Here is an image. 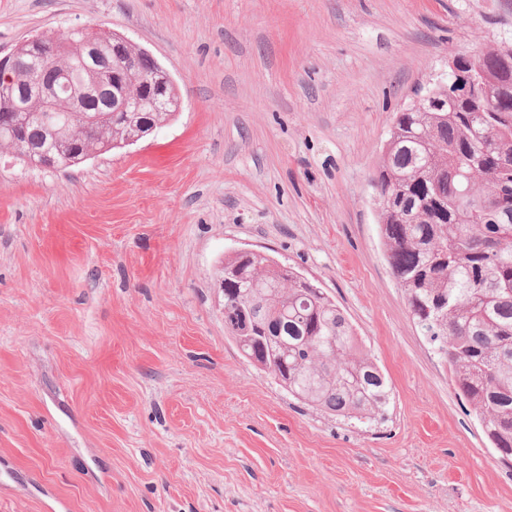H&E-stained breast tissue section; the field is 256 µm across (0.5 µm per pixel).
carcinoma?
Returning <instances> with one entry per match:
<instances>
[{"label": "carcinoma", "mask_w": 512, "mask_h": 512, "mask_svg": "<svg viewBox=\"0 0 512 512\" xmlns=\"http://www.w3.org/2000/svg\"><path fill=\"white\" fill-rule=\"evenodd\" d=\"M47 36L40 51L52 65L85 68L74 49ZM501 43L472 55L481 68L478 93L467 80L435 87L434 100L396 113L372 182L384 201L380 235L391 273L415 324L439 344L458 396L495 448L512 449V84ZM113 76L92 101V111L12 112L0 103V148L26 164L43 159L28 143L47 149L54 170L140 140V118L160 128L170 112H130L112 119ZM239 275L224 281V327L246 331L238 344L259 371L288 383L302 404L343 420L377 423L387 412L385 375L361 347L340 307L322 288L279 260L259 252L224 256Z\"/></svg>", "instance_id": "carcinoma-1"}]
</instances>
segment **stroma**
I'll use <instances>...</instances> for the list:
<instances>
[{
  "instance_id": "35a3bbf8",
  "label": "stroma",
  "mask_w": 512,
  "mask_h": 512,
  "mask_svg": "<svg viewBox=\"0 0 512 512\" xmlns=\"http://www.w3.org/2000/svg\"><path fill=\"white\" fill-rule=\"evenodd\" d=\"M85 27L146 49L180 108L65 173L0 161V512H512L370 183L417 86L512 41V0H0V52ZM240 249L336 300L389 381L382 424L243 359L214 288Z\"/></svg>"
}]
</instances>
